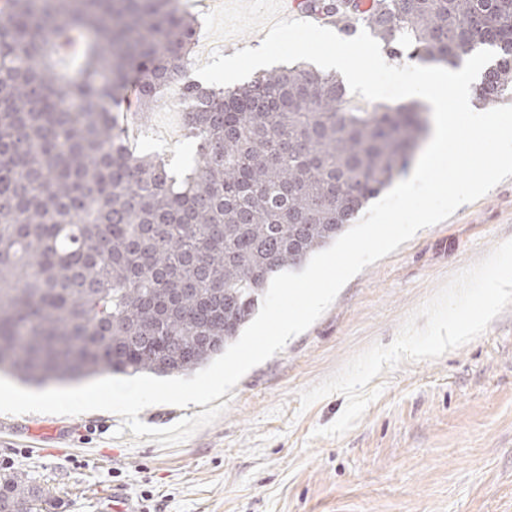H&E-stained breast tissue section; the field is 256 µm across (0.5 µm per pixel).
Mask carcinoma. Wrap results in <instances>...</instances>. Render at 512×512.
Returning <instances> with one entry per match:
<instances>
[{
	"mask_svg": "<svg viewBox=\"0 0 512 512\" xmlns=\"http://www.w3.org/2000/svg\"><path fill=\"white\" fill-rule=\"evenodd\" d=\"M358 14L396 60H497L475 87L512 90V0H302ZM198 17L181 0H6L0 8V371L25 382L204 366L234 343L278 273L349 228L407 175L421 106L348 105L334 72L283 67L234 87L185 75ZM77 36L72 68L57 67ZM180 86L193 165L177 176L126 144L121 117ZM50 512L21 471L0 512Z\"/></svg>",
	"mask_w": 512,
	"mask_h": 512,
	"instance_id": "obj_1",
	"label": "carcinoma"
}]
</instances>
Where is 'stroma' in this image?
<instances>
[{"label":"stroma","instance_id":"obj_1","mask_svg":"<svg viewBox=\"0 0 512 512\" xmlns=\"http://www.w3.org/2000/svg\"><path fill=\"white\" fill-rule=\"evenodd\" d=\"M266 35L199 34L187 76L213 53L257 47ZM169 107L162 96L145 129L163 132L160 152L178 161L185 141ZM509 239L512 176L366 266L185 442L163 447L134 437L122 416L106 411L0 413V424L71 432L65 446L0 432V469L52 488L57 512H99L116 488L132 495L138 512H512V304L441 357L383 370L374 379L380 397L342 437L312 432L340 416L343 395L299 408L302 390L372 343L389 345L452 274Z\"/></svg>","mask_w":512,"mask_h":512}]
</instances>
